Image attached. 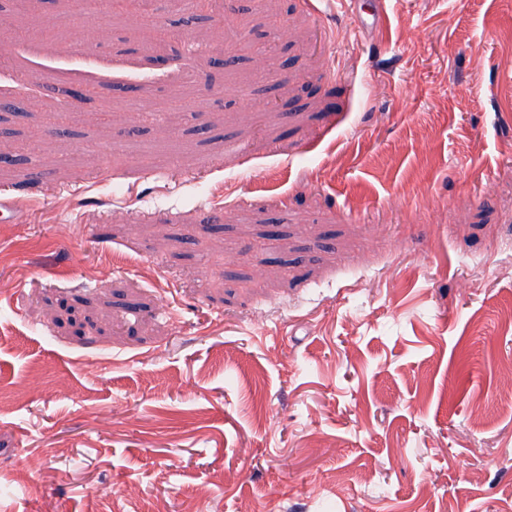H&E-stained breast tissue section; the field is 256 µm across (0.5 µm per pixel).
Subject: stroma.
Instances as JSON below:
<instances>
[{"instance_id": "stroma-1", "label": "stroma", "mask_w": 512, "mask_h": 512, "mask_svg": "<svg viewBox=\"0 0 512 512\" xmlns=\"http://www.w3.org/2000/svg\"><path fill=\"white\" fill-rule=\"evenodd\" d=\"M224 3V71L0 16L43 171L0 168V512H512V0Z\"/></svg>"}]
</instances>
